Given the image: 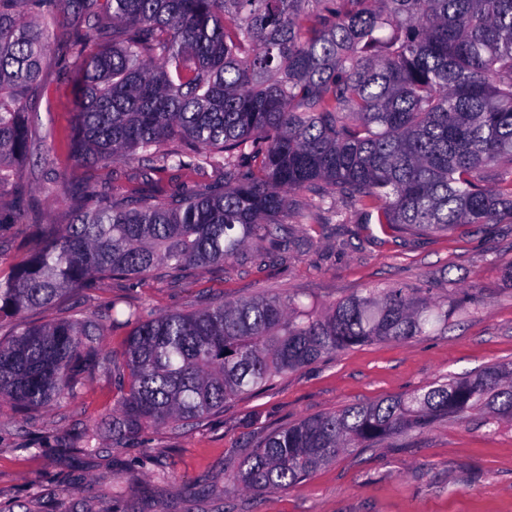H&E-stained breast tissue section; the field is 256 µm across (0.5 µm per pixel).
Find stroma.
<instances>
[{"instance_id":"35a3bbf8","label":"stroma","mask_w":512,"mask_h":512,"mask_svg":"<svg viewBox=\"0 0 512 512\" xmlns=\"http://www.w3.org/2000/svg\"><path fill=\"white\" fill-rule=\"evenodd\" d=\"M44 80L34 162L23 176L39 219L53 223L61 218L57 194L111 182L112 167H74L73 82L55 61ZM29 234L28 219L0 224V279L26 257ZM511 264L508 224H462L427 236L376 224H311L299 248L261 264L190 267L178 281L159 269L132 288L108 280L25 312L23 321L33 324L74 320L117 298L155 314L186 313L264 291L326 306L369 288L407 285L451 307L447 328L433 335L338 352L280 375L201 426L162 427L121 443L108 428L121 398L112 370L123 364L130 328L105 323L102 359H84L73 395L35 411L0 399V512H512V424H491L482 414L464 423L441 418L376 447L350 449L287 489L250 491L225 478L265 435L301 418L512 362ZM86 434L110 456H71ZM163 468L175 481L159 479Z\"/></svg>"}]
</instances>
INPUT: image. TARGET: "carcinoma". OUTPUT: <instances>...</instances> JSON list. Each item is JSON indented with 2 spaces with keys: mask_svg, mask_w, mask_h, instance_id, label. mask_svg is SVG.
Wrapping results in <instances>:
<instances>
[{
  "mask_svg": "<svg viewBox=\"0 0 512 512\" xmlns=\"http://www.w3.org/2000/svg\"><path fill=\"white\" fill-rule=\"evenodd\" d=\"M57 41L78 85L73 161L122 163L112 181L133 169L141 187L106 184L71 196L61 223L33 220V249L0 279V325L104 279L232 263L252 242L262 260L298 244L292 224L512 223V0H0V185L25 213L29 112ZM125 315L117 440L198 425L324 356L438 331L448 301L406 286L321 311L264 293ZM101 331L94 312L17 323L0 339V396L38 410L72 394ZM476 412L512 424V363L302 418L227 479L290 488L350 448Z\"/></svg>",
  "mask_w": 512,
  "mask_h": 512,
  "instance_id": "1",
  "label": "carcinoma"
}]
</instances>
